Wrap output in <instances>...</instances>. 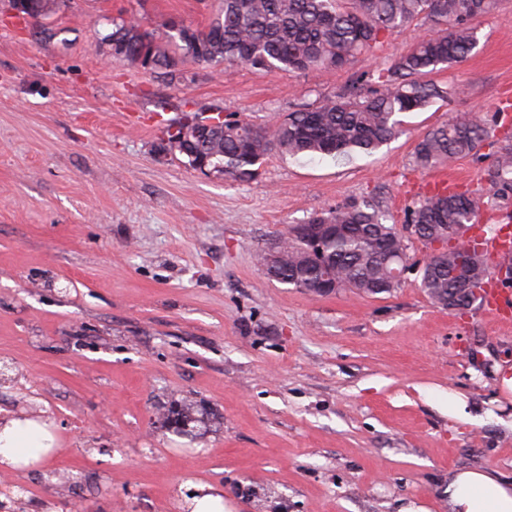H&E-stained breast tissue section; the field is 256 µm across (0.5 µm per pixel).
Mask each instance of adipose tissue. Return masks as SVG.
<instances>
[{
    "instance_id": "1",
    "label": "adipose tissue",
    "mask_w": 512,
    "mask_h": 512,
    "mask_svg": "<svg viewBox=\"0 0 512 512\" xmlns=\"http://www.w3.org/2000/svg\"><path fill=\"white\" fill-rule=\"evenodd\" d=\"M50 435L38 422L7 418L0 422V466L23 469L50 450ZM449 512H512V483L493 471L455 469L445 488Z\"/></svg>"
}]
</instances>
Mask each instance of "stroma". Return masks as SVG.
<instances>
[{
	"label": "stroma",
	"instance_id": "obj_1",
	"mask_svg": "<svg viewBox=\"0 0 512 512\" xmlns=\"http://www.w3.org/2000/svg\"><path fill=\"white\" fill-rule=\"evenodd\" d=\"M217 0H67L45 23L0 0V418L36 406L48 456L0 468L23 512H448L459 468L512 480V328L480 306L448 312L412 263L392 292L319 296L269 280L259 252L288 225L353 200L391 223L426 194L416 143L449 118L512 101V0L469 58L433 73L461 96L403 116L370 154L268 155L241 184L163 153L165 128L234 113L270 128L296 104L348 92L424 35L392 33L344 70L220 72L172 85L98 53L114 21L203 28ZM465 398L471 422L450 420ZM210 410L204 433L165 430L162 407Z\"/></svg>",
	"mask_w": 512,
	"mask_h": 512
}]
</instances>
